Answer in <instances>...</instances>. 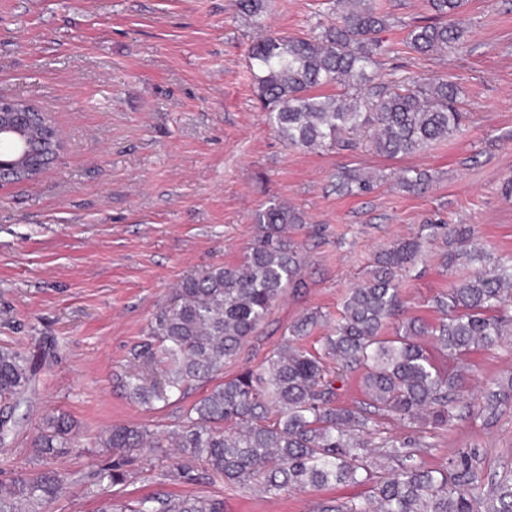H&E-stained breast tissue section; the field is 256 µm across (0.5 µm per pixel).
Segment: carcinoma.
Wrapping results in <instances>:
<instances>
[{"label": "carcinoma", "instance_id": "1", "mask_svg": "<svg viewBox=\"0 0 512 512\" xmlns=\"http://www.w3.org/2000/svg\"><path fill=\"white\" fill-rule=\"evenodd\" d=\"M465 0H428L435 21L411 27L404 39L410 50L427 55L453 48L461 39L455 19ZM255 19L267 0H240ZM389 28L370 0H336V23L309 37L272 32L249 51V68L268 122L292 148L349 149L355 137L370 135L385 157H407L463 130L459 89L442 77L375 82L381 34ZM336 85L339 95L320 89ZM425 174L405 169L407 189L425 184ZM373 180L351 169L336 174V191L357 195ZM259 233L238 263L218 265L182 280L169 302L147 326L148 341L139 356L157 355L162 381L136 378L129 396L149 406L194 382L224 370L255 335L286 289L302 286L305 258L288 240V225L302 223L286 204L256 215ZM422 241L408 238L384 250L374 269L346 294L340 317L322 337L319 349L301 340L323 321L310 312L289 329L285 344L258 370L245 369L222 382L185 411L171 433L137 425H114L100 447L123 453L142 448H177L182 457L201 460L230 483L255 482L264 493L329 484L369 488L365 501L321 504L317 512H512V482L482 488L479 459L458 451L448 465L431 470L420 460L434 447L436 430L448 426L450 408L467 381L464 357L473 349H493L512 334V261L504 263L479 247L444 254V268L465 259L469 274L450 282L433 299L440 314L426 325L406 315L403 276L420 255ZM393 335H382L387 325ZM360 372L361 397L340 404L335 383ZM34 367L26 355L0 345V444L14 433L15 410ZM512 400V380L486 382L477 413L494 414ZM383 420L409 432L382 435ZM72 421L47 414L33 453L42 469L0 481V512H36L51 504L65 482L51 467L69 452ZM131 512H224L218 500L192 497L141 501Z\"/></svg>", "mask_w": 512, "mask_h": 512}]
</instances>
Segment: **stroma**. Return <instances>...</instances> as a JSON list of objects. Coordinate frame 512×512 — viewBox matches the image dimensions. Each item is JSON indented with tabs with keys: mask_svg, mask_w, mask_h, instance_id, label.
<instances>
[{
	"mask_svg": "<svg viewBox=\"0 0 512 512\" xmlns=\"http://www.w3.org/2000/svg\"><path fill=\"white\" fill-rule=\"evenodd\" d=\"M388 16L383 73L441 75L460 88L463 131L406 158L378 155L369 136L350 151L288 146L266 122L248 69L250 45L273 28L303 37L332 21V0H269L262 20L237 0H0V95L28 101L64 133L62 158L35 182L0 188V344L31 358L35 377L16 409L20 423L0 447V479L40 468L32 452L44 414L63 412L75 429L56 467L69 482L49 512H102L119 501L206 496L224 512H314L325 501L363 498L356 484L278 496L225 482L195 463L178 475L172 449L118 453L98 441L115 424L178 428L207 391L147 408L122 377L140 372L134 351L148 323L184 278L239 261L257 234L254 214L271 203L301 212L289 238L306 258L303 286L272 307L225 378L258 368L305 313L327 323L305 340L319 347L347 290L375 255L415 235L425 219L467 224L496 257H512V0H467L464 43L420 55L403 40L429 22L426 0H372ZM374 182L339 194V167ZM430 175L406 191L397 173ZM444 240L427 243L402 282L408 313L427 323L447 288ZM462 390L512 374V343L468 356ZM458 448L480 453L483 484L512 474V403L492 419L470 417L440 430L422 461L437 468ZM121 463L122 486L97 482Z\"/></svg>",
	"mask_w": 512,
	"mask_h": 512,
	"instance_id": "stroma-1",
	"label": "stroma"
}]
</instances>
